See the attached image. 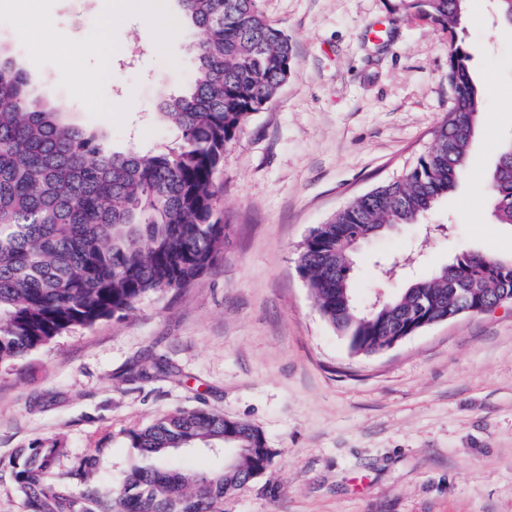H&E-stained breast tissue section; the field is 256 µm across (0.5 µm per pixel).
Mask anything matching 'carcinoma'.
<instances>
[{"instance_id": "obj_1", "label": "carcinoma", "mask_w": 512, "mask_h": 512, "mask_svg": "<svg viewBox=\"0 0 512 512\" xmlns=\"http://www.w3.org/2000/svg\"><path fill=\"white\" fill-rule=\"evenodd\" d=\"M200 31L188 91L158 104L157 116L181 134L176 149L116 152L104 133L72 123L68 105L40 98L27 73L0 57V367L20 364L57 338L122 318L153 294L186 288L214 265L224 244L214 175L224 149L255 111L271 101L295 67L292 42L257 10L256 0H177ZM465 0H399L453 32ZM469 53L451 44L448 82L454 105L432 142L400 176L311 231L298 269L324 319L358 354L382 344L418 304L433 299L448 315L461 288L473 301L512 292V258L460 250L448 264L412 280L374 309L353 297V239L421 221L448 194L468 161L482 96ZM486 202L512 225V140L488 177ZM224 440V415L181 410L129 434L142 464L119 487L92 489L87 458L54 476L55 441H34L9 462L24 512H223L224 496L266 467L188 476L165 465L178 448L253 445L250 424Z\"/></svg>"}]
</instances>
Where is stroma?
Wrapping results in <instances>:
<instances>
[{
  "label": "stroma",
  "mask_w": 512,
  "mask_h": 512,
  "mask_svg": "<svg viewBox=\"0 0 512 512\" xmlns=\"http://www.w3.org/2000/svg\"><path fill=\"white\" fill-rule=\"evenodd\" d=\"M148 2L116 11L110 0H0L2 13L56 19L46 34L0 27V43L36 94L64 101L114 150L169 148L178 133L157 103L185 90L200 34L182 26L158 49L143 33ZM256 4L291 39L296 67L224 152L215 265L0 368V512H23L9 462L30 443L59 442L60 474L94 457V485L107 491L135 462L130 431L197 407L252 424L274 451L224 512H512V305L354 355L297 264L314 228L430 144L452 105V41L484 90L468 168L426 223L362 245L355 298L396 294L462 248L512 257V226L475 195L512 139V35L497 0H467L452 32L396 13V0ZM63 52L66 72L55 65Z\"/></svg>",
  "instance_id": "obj_1"
}]
</instances>
